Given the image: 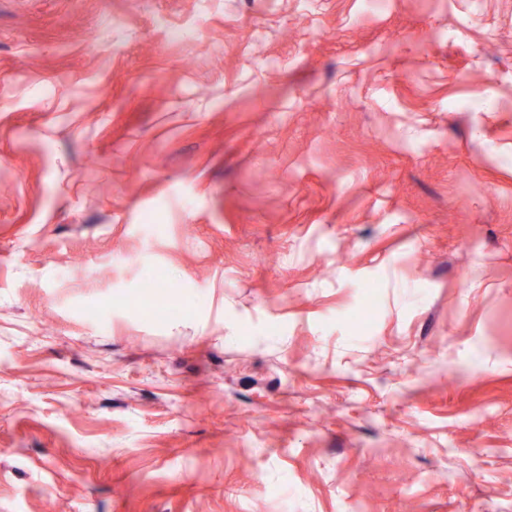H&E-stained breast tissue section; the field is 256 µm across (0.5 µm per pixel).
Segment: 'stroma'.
Masks as SVG:
<instances>
[{
  "instance_id": "obj_1",
  "label": "stroma",
  "mask_w": 512,
  "mask_h": 512,
  "mask_svg": "<svg viewBox=\"0 0 512 512\" xmlns=\"http://www.w3.org/2000/svg\"><path fill=\"white\" fill-rule=\"evenodd\" d=\"M0 512H512V0H0Z\"/></svg>"
}]
</instances>
